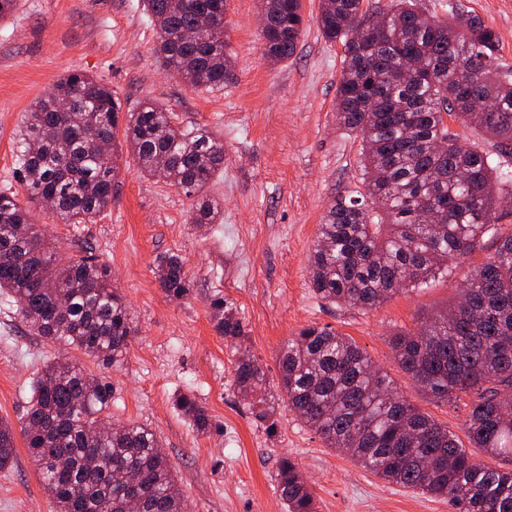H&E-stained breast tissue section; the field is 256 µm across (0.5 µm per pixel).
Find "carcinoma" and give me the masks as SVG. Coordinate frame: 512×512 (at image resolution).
Wrapping results in <instances>:
<instances>
[{
  "instance_id": "1",
  "label": "carcinoma",
  "mask_w": 512,
  "mask_h": 512,
  "mask_svg": "<svg viewBox=\"0 0 512 512\" xmlns=\"http://www.w3.org/2000/svg\"><path fill=\"white\" fill-rule=\"evenodd\" d=\"M265 54L292 56L303 27L302 0H261ZM158 34L164 69L191 86L222 89L234 74L224 39L226 0H142ZM374 17L362 0H320L323 36L343 46L337 89L339 126L361 137L362 188L327 208L310 255L312 291L331 306L380 307L419 288L465 258L487 234L497 247L464 274L460 300L431 312L415 330L391 339L395 358L435 402L468 399L463 430L471 447L412 405L348 336L308 325L288 339L280 358V391L288 409L320 436L381 479L443 497L457 512H512V233L496 224V205L512 195V74L496 65L497 32L460 4L441 20L418 0H393L378 36L352 31ZM67 101L73 111L61 112ZM453 116L493 139L469 144L448 126ZM141 172L164 175L197 198L193 224H214L221 207L207 194L224 169V143L210 130H183L154 101L132 110L108 85L68 71L32 105L17 133L16 166L28 205L0 193V294L13 300L36 335L74 347L103 364L128 351L129 308L95 256L61 262L57 246L32 222L30 205L49 208L62 224H87L116 193L115 131ZM436 214L421 219V210ZM162 291L174 299L193 289L176 254L156 259ZM227 341L246 335L242 318L220 294L209 302ZM235 385L252 397L254 418L269 424L266 374L240 358ZM112 383L67 357L46 363L31 383L20 426L25 448L56 512H190L156 433L114 425L107 410ZM175 410L196 430L212 421L192 392ZM16 456L12 425L0 420V470ZM276 481L287 512H316L298 463L278 461Z\"/></svg>"
}]
</instances>
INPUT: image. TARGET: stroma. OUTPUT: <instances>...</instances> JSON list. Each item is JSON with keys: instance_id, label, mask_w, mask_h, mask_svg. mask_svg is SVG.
I'll return each mask as SVG.
<instances>
[{"instance_id": "35a3bbf8", "label": "stroma", "mask_w": 512, "mask_h": 512, "mask_svg": "<svg viewBox=\"0 0 512 512\" xmlns=\"http://www.w3.org/2000/svg\"><path fill=\"white\" fill-rule=\"evenodd\" d=\"M499 35L500 66L512 70V0H460ZM319 0H302L304 25L287 61L264 53L259 0H226L225 39L235 71L223 90L189 86L157 62V34L138 0H19L0 21V192H20L16 134L32 103L68 70L107 84L129 107L153 100L175 125L207 128L224 142V168L208 194L221 203L219 224L190 221L194 198L143 176L123 135H116L118 189L90 224H59L39 208L62 257L93 250L112 269L135 333L123 360L105 367L77 349L70 358L113 385L114 424L154 431L191 512H286L275 480L290 456L315 494L317 512H456L431 497L377 477L324 442L285 405L275 429L252 416L234 381L240 355L266 372L278 394L280 354L288 338L310 324L349 336L421 411L462 434L464 404L444 405L414 384L391 346L400 330L459 293L460 271L409 289L373 310L335 307L312 292L309 256L323 215L338 194L361 180V139L341 129L336 91L342 45L318 27ZM166 253L182 257L195 281L182 300L167 298L155 274ZM238 311L246 334L224 340L210 316L216 293ZM60 347L22 323L0 295V418L19 425L30 385ZM190 390L213 427L200 432L176 413L177 393ZM26 448L0 471V512H53Z\"/></svg>"}]
</instances>
